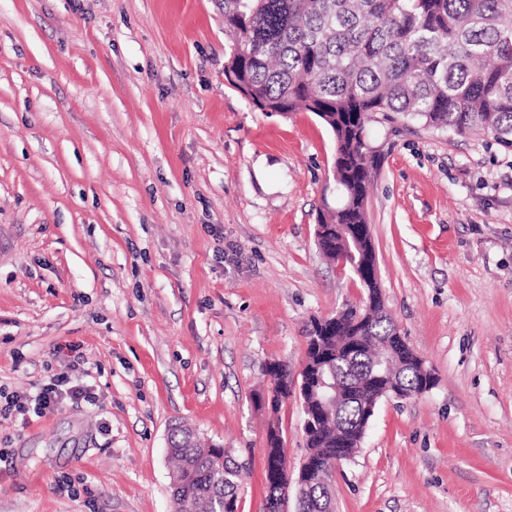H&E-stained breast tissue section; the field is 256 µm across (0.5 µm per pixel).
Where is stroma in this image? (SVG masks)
I'll list each match as a JSON object with an SVG mask.
<instances>
[{"label": "stroma", "instance_id": "1", "mask_svg": "<svg viewBox=\"0 0 512 512\" xmlns=\"http://www.w3.org/2000/svg\"><path fill=\"white\" fill-rule=\"evenodd\" d=\"M219 0H0V389L99 396L0 418V512H173L171 425L246 464L305 452L311 319L361 300L316 245L333 136L224 74ZM386 310L435 376L378 404L335 512H512V153L408 118L366 126Z\"/></svg>", "mask_w": 512, "mask_h": 512}]
</instances>
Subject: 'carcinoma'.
I'll use <instances>...</instances> for the list:
<instances>
[{
	"instance_id": "1",
	"label": "carcinoma",
	"mask_w": 512,
	"mask_h": 512,
	"mask_svg": "<svg viewBox=\"0 0 512 512\" xmlns=\"http://www.w3.org/2000/svg\"><path fill=\"white\" fill-rule=\"evenodd\" d=\"M232 47L224 73L231 86L261 110L287 115L312 112L334 137L333 178L341 194L325 207L317 245L329 260L352 272L377 262L371 237L344 247L327 228L368 224L366 201L377 164L366 141L375 114L392 112L458 136L484 133L512 151V0H222ZM363 304H346L331 350L354 342L337 368L359 399L324 416L305 432L306 451L319 465L336 458L345 434L350 456L359 439L347 432L378 391L369 378L390 371L412 390L418 369L392 354L398 328L384 309L379 285L368 282ZM177 462L175 512H234L242 467L224 447L201 448L186 431L171 429ZM280 460L265 455L266 502L285 495L274 478ZM298 512H332L333 488L325 475L296 494Z\"/></svg>"
}]
</instances>
